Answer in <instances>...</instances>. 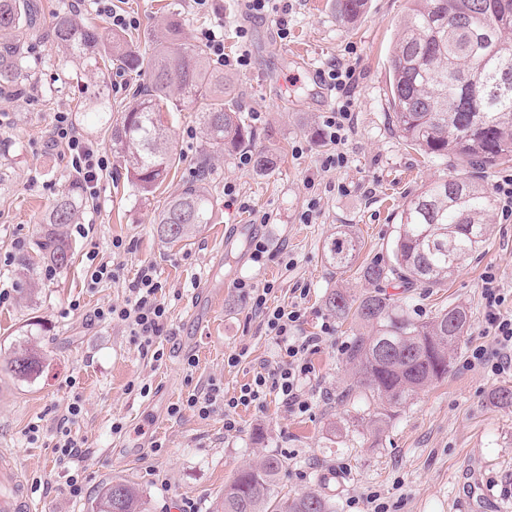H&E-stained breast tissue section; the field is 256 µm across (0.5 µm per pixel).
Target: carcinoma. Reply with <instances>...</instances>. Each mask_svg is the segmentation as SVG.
Here are the masks:
<instances>
[{
    "label": "carcinoma",
    "instance_id": "carcinoma-1",
    "mask_svg": "<svg viewBox=\"0 0 512 512\" xmlns=\"http://www.w3.org/2000/svg\"><path fill=\"white\" fill-rule=\"evenodd\" d=\"M335 7L348 23L363 13L365 0H335ZM38 14L37 0H0V79L15 87L29 79V71L10 39L26 28L36 30ZM51 37L92 70L102 66L134 72L142 67V59L123 38L115 35L106 42L98 28L66 9L57 14ZM388 73L390 119L406 144L474 170L512 159V0H411ZM175 94L201 113L205 156L221 155L251 137L232 100L224 99V73L211 67L202 47L182 42L179 20L169 21L152 55L150 81L109 125L127 178L144 195L153 193L174 164L161 113L171 111ZM279 162L278 153L263 150L255 167L264 173ZM206 181L203 172L158 214L161 239L187 241L212 223L214 206ZM85 208L82 185L74 178L43 218L48 228L37 247L58 269L71 259L64 228L80 223ZM495 208L494 196L473 174L429 184L403 203L390 260L363 267L362 276L373 291L359 298L336 288L327 294L326 307L335 317H352L371 327L368 335L352 338L347 358L357 383L386 414L448 376L470 320L460 305L417 320L386 288L394 283L404 288L444 285L486 240ZM359 249L351 224L338 225L323 246L326 263L336 271L351 267ZM40 364L38 353L26 348L15 353L10 370L24 379ZM284 467L279 455L268 452L241 468L224 486L214 512H335L331 499L318 491L272 499L270 488ZM87 512H145V501L131 482L109 479Z\"/></svg>",
    "mask_w": 512,
    "mask_h": 512
}]
</instances>
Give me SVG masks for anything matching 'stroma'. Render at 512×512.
Instances as JSON below:
<instances>
[{"instance_id": "stroma-1", "label": "stroma", "mask_w": 512, "mask_h": 512, "mask_svg": "<svg viewBox=\"0 0 512 512\" xmlns=\"http://www.w3.org/2000/svg\"><path fill=\"white\" fill-rule=\"evenodd\" d=\"M40 3V28L21 41L31 77L23 94L0 95V290L7 293L0 301V451L10 454L37 512H85L101 483L113 477L134 483L148 512H212L237 471L268 451L286 462L272 498L316 490L332 498L336 512H358L357 499L372 491L395 504V512H494L485 505L464 510L462 486L473 480L494 497L512 500V407L492 400L499 387L512 386V371L494 375L467 363L484 341V273L494 271L512 294V220L492 215L482 248L443 286L396 289L414 318L461 304L470 322L448 377L420 390L389 419L374 421L378 405L347 362L350 341L364 325L332 318L325 306L330 289L356 297L369 291L361 269L388 259L401 206L412 194L468 171L464 163H442L406 146L392 127L388 57L408 0H367L364 15L351 24L336 18L331 0H291L284 41L272 20H241L238 0H217L218 13L207 15L197 14L189 0H121V9L140 20L124 36L143 61H150L172 14L184 21L185 43L196 44L200 28L220 21L225 53L251 56L249 67L225 70L224 80L254 139L247 149L211 158L214 219L195 239L171 245L158 239L154 219L199 170L204 146L197 113L164 114L175 162L153 193L140 195L110 131L89 113L104 95L113 112H121L146 84L147 72L91 71L55 49L46 32L69 0ZM241 21L249 29L245 42L235 30ZM334 60L356 70L349 90L355 124L343 147L346 165L326 171L320 159L332 146L323 118L341 96L319 72ZM59 112L71 113L79 131L106 151L110 170L98 208L86 209L81 225H68L72 258L56 271L35 240L72 176L65 150L48 142ZM266 148L282 156L275 171L240 166L241 152ZM228 183L237 197L230 207ZM309 209L311 221H302ZM265 213L270 221L263 224ZM341 224L354 226L361 250L339 272L327 265L323 244ZM254 236L264 237L272 253L261 264L246 257ZM117 239L123 242L118 251L112 247ZM93 249L111 259V279L92 280ZM147 263L156 268L167 306L158 362L121 323L91 317L95 308L124 303ZM242 279L273 283L275 305L291 302L296 286H307L299 335H319L326 323L333 332L310 356L309 411L288 412L272 396L263 407H239V429L228 434L223 411L174 417L170 409L212 384L233 394L255 368L272 362L275 347L236 287ZM27 347L40 354L42 368L22 380L10 361ZM231 354L239 355L237 366H227ZM142 384L149 395L139 394ZM73 403L81 413L64 421ZM63 421L84 442L74 464L83 478L77 497L56 463ZM117 422L118 433L112 430Z\"/></svg>"}]
</instances>
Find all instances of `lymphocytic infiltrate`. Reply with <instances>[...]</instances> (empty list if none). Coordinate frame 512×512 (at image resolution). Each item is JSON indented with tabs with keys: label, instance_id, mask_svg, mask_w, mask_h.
I'll return each mask as SVG.
<instances>
[{
	"label": "lymphocytic infiltrate",
	"instance_id": "lymphocytic-infiltrate-1",
	"mask_svg": "<svg viewBox=\"0 0 512 512\" xmlns=\"http://www.w3.org/2000/svg\"><path fill=\"white\" fill-rule=\"evenodd\" d=\"M354 124V114L349 104L337 106L325 116L323 127L333 144V151L321 159L324 169L344 167L347 157L343 146ZM51 144L64 146L73 171L84 185L85 199L89 205L99 203V185L104 172L110 167L106 152L89 142L76 128L69 113H56L54 123L48 131ZM242 296L248 300L255 315L260 317L267 336L277 349L274 365L261 366L251 379L240 385L229 397H221L217 386L207 391L190 395L185 406H174V413L188 408L201 417H208L215 406L224 408V430L237 431L238 422L234 413L238 407L260 406L270 395H277L293 413L307 412L311 404L304 392L305 384L311 380L315 369L309 361L310 353L318 350L331 333L330 325H323L318 336L298 335L297 329L302 318L299 304L272 306L268 297L274 291L273 284L257 285L242 280L238 283ZM162 284L154 265H143L131 286L132 297L122 305H108L96 308L94 318L123 322L132 336H135L143 350L152 351L155 360H162L163 353L155 344L161 336L167 320L166 306L159 293ZM484 301L483 336L489 337L490 345L472 348L468 361L498 375L512 370V317H504L501 308L507 300L494 272H485L481 283Z\"/></svg>",
	"mask_w": 512,
	"mask_h": 512
}]
</instances>
